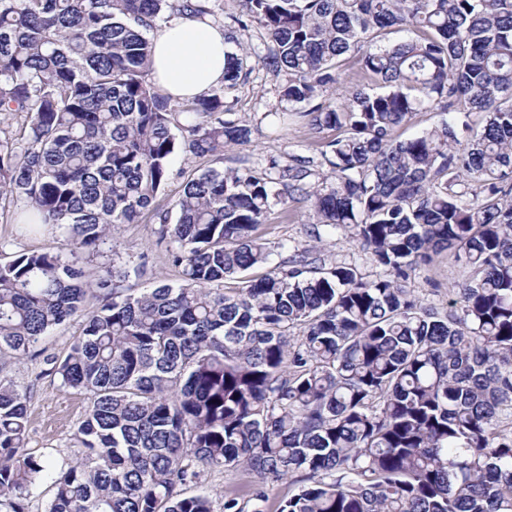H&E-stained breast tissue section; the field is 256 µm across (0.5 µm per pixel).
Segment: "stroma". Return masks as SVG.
I'll return each instance as SVG.
<instances>
[{
	"mask_svg": "<svg viewBox=\"0 0 512 512\" xmlns=\"http://www.w3.org/2000/svg\"><path fill=\"white\" fill-rule=\"evenodd\" d=\"M238 41L247 49L249 76L244 84L225 90L224 109L235 113L251 130L247 144L229 148L224 153L228 168L250 167L267 170L270 162L279 168L294 165L300 158L317 154L319 141L332 139V131L313 136L309 129L294 119H286L278 134H271L262 115L281 110L279 78L262 67L259 58L266 52L264 33L257 27L240 30ZM317 217L307 204L295 207L291 219L272 212L262 231L274 251L275 258L287 257L288 246L303 244L317 246L326 259L333 263L356 265L366 275L377 272L368 254L349 243L341 235H323L315 239L312 230ZM60 244L55 231L27 233L13 224L0 223V261L23 251H52ZM168 241L160 240L151 219L139 224H123L115 229L112 238L96 251L80 253V263L97 266L114 264L126 271L122 287L142 291L166 281L178 283L180 274L168 260ZM469 270L464 263L448 255L436 256L433 263L420 267L408 281L410 288L437 307H445L451 285L464 282ZM5 373L30 394L28 446L37 456L52 458L57 465H66L72 459L76 442L73 433L86 408L83 393L64 387L57 377L48 375L42 359L10 364Z\"/></svg>",
	"mask_w": 512,
	"mask_h": 512,
	"instance_id": "obj_1",
	"label": "stroma"
}]
</instances>
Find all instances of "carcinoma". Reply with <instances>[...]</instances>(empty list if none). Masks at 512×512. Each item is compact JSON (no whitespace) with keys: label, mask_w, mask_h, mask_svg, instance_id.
<instances>
[{"label":"carcinoma","mask_w":512,"mask_h":512,"mask_svg":"<svg viewBox=\"0 0 512 512\" xmlns=\"http://www.w3.org/2000/svg\"><path fill=\"white\" fill-rule=\"evenodd\" d=\"M237 2L288 111L336 132L315 186L306 159L276 178L220 167L250 138L224 117L246 53L190 101L151 82L146 32L204 0H0V115L17 123L0 127V220L57 229L73 253L151 209L182 279L134 293L60 250L0 262V362L41 356L81 316L44 363L89 400L58 468L27 448L29 395L0 377V512H27L45 480V512H512V0ZM431 110L446 118L396 138ZM178 151L209 166L173 221L152 204ZM298 198L316 238L382 273L299 245L271 264L259 229ZM444 251L470 275L441 313L407 281ZM239 469L251 480L218 511L188 493ZM81 321L82 319L77 317L69 323L54 329L43 343L48 347L47 353H55L57 355L64 354L73 336L79 333Z\"/></svg>","instance_id":"1"}]
</instances>
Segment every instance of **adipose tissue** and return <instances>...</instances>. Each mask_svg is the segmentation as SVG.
Wrapping results in <instances>:
<instances>
[{
  "mask_svg": "<svg viewBox=\"0 0 512 512\" xmlns=\"http://www.w3.org/2000/svg\"><path fill=\"white\" fill-rule=\"evenodd\" d=\"M153 78L172 101L193 99L224 81L223 29L190 16L167 23L153 38Z\"/></svg>",
  "mask_w": 512,
  "mask_h": 512,
  "instance_id": "1",
  "label": "adipose tissue"
}]
</instances>
